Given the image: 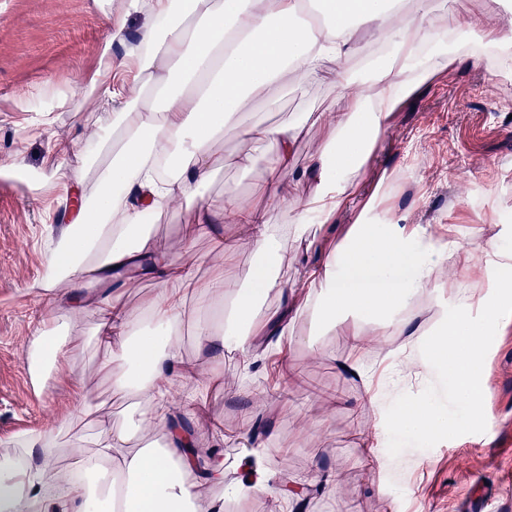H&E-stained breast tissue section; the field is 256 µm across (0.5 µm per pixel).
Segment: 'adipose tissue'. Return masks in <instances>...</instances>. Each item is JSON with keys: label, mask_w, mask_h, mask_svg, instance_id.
<instances>
[{"label": "adipose tissue", "mask_w": 512, "mask_h": 512, "mask_svg": "<svg viewBox=\"0 0 512 512\" xmlns=\"http://www.w3.org/2000/svg\"><path fill=\"white\" fill-rule=\"evenodd\" d=\"M143 5L150 22L140 33L139 48L126 55L134 65L132 79L104 78L97 94V108L111 113L121 146L86 206L71 216L78 234L50 249L49 275L40 287L49 292L70 282L67 304L99 310L98 339L122 367L113 388L145 403L130 426L96 433L94 452L76 441L73 462L64 471L53 453L57 431L16 435L20 457L0 460V512H97L103 497L123 512H224L223 501L202 497L203 484L223 485L228 496L281 493L279 482L260 468L225 481L223 459L200 457L195 432L171 419L173 380L195 371L175 332L185 317L186 296L195 292L199 308L206 309L223 300L228 283L220 275L196 281L186 257L154 245L143 215L176 200L198 199L214 173L215 137L235 124L239 113L269 100L283 84L302 94L329 73L335 77L338 121L306 168H289L304 121L243 130L246 140L265 148L270 196H280L283 178L292 174L313 183L304 214L281 230L232 195L197 209L195 230L215 242L216 259L228 252L229 224L246 229L260 259L248 284L233 289L231 316L220 327L201 331L200 339L219 355L231 349L246 354L284 333L296 314L293 293L276 273L285 241L316 238L335 215L355 205L353 224L306 272L307 283L317 290L319 324L332 329L354 315L408 330L421 347L420 366L440 365L451 377L459 407L472 412L480 405L484 339L468 303L442 314L430 335L410 327L415 301L434 287L441 267L455 264L464 246L453 238L434 244L424 227L400 223L391 209L380 207L378 196L359 201L355 178L381 147L398 106L426 84L427 59L441 68L455 65L456 42L511 46L512 16L494 29L472 18L450 32L434 26L432 0H417L406 18L401 0H127L134 11ZM362 25L371 28L386 53L351 94L343 64L361 50ZM138 279L157 286L140 316L128 311L117 288L119 281ZM90 283L102 285V292H87ZM272 293L281 300L279 308L258 316ZM69 356L66 325L52 317L42 320L27 357L33 377L46 380ZM163 421L169 424L165 447H131L132 433L149 432ZM459 424V416L436 405L401 401L379 430L425 440L439 430L455 432Z\"/></svg>", "instance_id": "obj_1"}]
</instances>
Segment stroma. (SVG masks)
<instances>
[{
  "mask_svg": "<svg viewBox=\"0 0 512 512\" xmlns=\"http://www.w3.org/2000/svg\"><path fill=\"white\" fill-rule=\"evenodd\" d=\"M511 9L506 0H436L438 21L450 27L472 14L493 25ZM120 14L126 17V37L138 38L147 15L126 13L124 0H0V165L15 164L42 176L34 189L0 176V451L10 450L17 434L65 424L69 430L58 448L63 465L70 462L72 438L92 433L82 414L81 389L96 393L101 422H121L134 402L114 393L111 378L100 369L108 351L94 335L99 312L52 304L32 289L48 274L50 241L66 236L57 223H45L46 211L69 218L72 205L86 201L83 186L69 181L70 171L85 167L92 182L108 160L97 145L112 118L95 111L93 96L82 97L78 112L55 103L100 70L109 18ZM458 53L461 64L433 73L396 111L381 149L359 174L360 193L369 195L384 182L387 204L404 223L486 250L512 246V54L483 44L462 45ZM49 108L55 122L46 132L40 120ZM307 112L321 113L322 119L296 148L300 170L331 132L336 113L331 81L312 85L303 97L278 91L274 104L255 107L242 121L275 125ZM63 144L69 145L68 153L60 152ZM246 151L254 162L244 169L236 157ZM263 151L262 144L228 130L216 143L215 173L201 202L221 200L229 192L265 211L272 224L292 223L312 185L288 177L282 198L269 196ZM356 215L353 207L337 214L318 245L288 243V267L281 277L293 289L300 313L287 336L271 339L266 348L247 355L228 352L221 363H212L197 326L214 325L216 318L187 300L179 327L182 350L216 380L205 386L185 377L177 390L196 394L224 425L213 432L200 428L188 406L179 410V418L196 433L200 451L219 449L231 476H241V462L253 456L269 473L303 485L306 512H464L465 498L491 488L496 495L486 512H512V292L480 290L498 301L501 315L485 329L479 412L461 414V425L450 434L425 441L392 437L380 450L381 462L362 461L364 440L395 401L432 397L447 413L460 412L442 371L416 367L420 352L404 334L382 336L358 352L352 332L379 333L377 323L351 321L342 330H321L303 279L304 259L318 246L335 243ZM195 218V205L179 200L151 214L149 223L158 243L175 254L189 253L197 280L207 281L219 270L230 287L243 285L257 261L252 249L239 245L215 267L212 240L192 232ZM466 282L459 274L422 296L416 325L434 328L438 308L454 310L461 298L471 296ZM48 312L67 324L71 352L67 371L42 387L33 381L26 358L39 319ZM310 337L317 338L315 347L306 346ZM354 354L372 367L373 378L339 368L340 359ZM393 456L401 458L400 466L390 465ZM321 469L335 475L338 490L316 488L313 478Z\"/></svg>",
  "mask_w": 512,
  "mask_h": 512,
  "instance_id": "35a3bbf8",
  "label": "stroma"
}]
</instances>
